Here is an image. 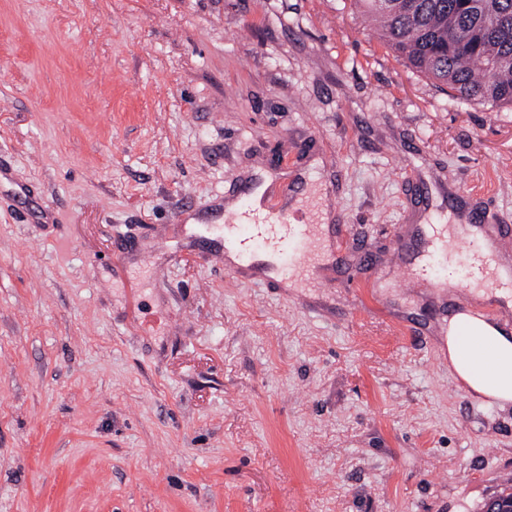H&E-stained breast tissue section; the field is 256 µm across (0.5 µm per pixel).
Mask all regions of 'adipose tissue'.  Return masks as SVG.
I'll return each mask as SVG.
<instances>
[{
	"label": "adipose tissue",
	"instance_id": "ef3b65f1",
	"mask_svg": "<svg viewBox=\"0 0 512 512\" xmlns=\"http://www.w3.org/2000/svg\"><path fill=\"white\" fill-rule=\"evenodd\" d=\"M448 370L474 396L512 406V331L462 307L448 319Z\"/></svg>",
	"mask_w": 512,
	"mask_h": 512
}]
</instances>
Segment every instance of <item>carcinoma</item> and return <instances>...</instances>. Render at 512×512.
Masks as SVG:
<instances>
[{"label": "carcinoma", "mask_w": 512, "mask_h": 512, "mask_svg": "<svg viewBox=\"0 0 512 512\" xmlns=\"http://www.w3.org/2000/svg\"><path fill=\"white\" fill-rule=\"evenodd\" d=\"M384 44L455 96L512 106V0H354Z\"/></svg>", "instance_id": "cac0c4a2"}]
</instances>
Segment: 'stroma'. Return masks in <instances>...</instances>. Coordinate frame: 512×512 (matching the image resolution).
<instances>
[{
  "mask_svg": "<svg viewBox=\"0 0 512 512\" xmlns=\"http://www.w3.org/2000/svg\"><path fill=\"white\" fill-rule=\"evenodd\" d=\"M264 173L332 188L384 287L318 314L177 223ZM451 184L512 223V107L351 0H0V512H480L512 409L391 275Z\"/></svg>",
  "mask_w": 512,
  "mask_h": 512,
  "instance_id": "stroma-1",
  "label": "stroma"
}]
</instances>
